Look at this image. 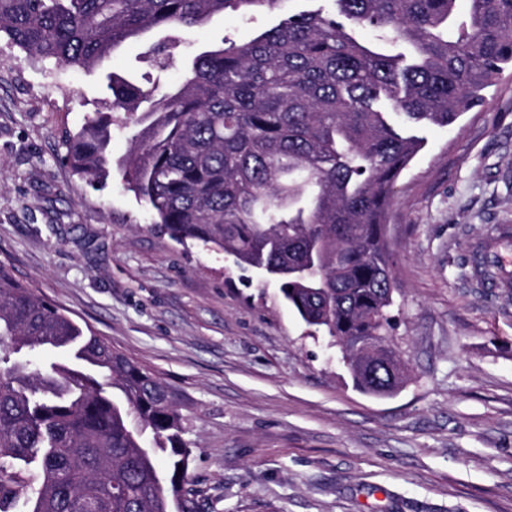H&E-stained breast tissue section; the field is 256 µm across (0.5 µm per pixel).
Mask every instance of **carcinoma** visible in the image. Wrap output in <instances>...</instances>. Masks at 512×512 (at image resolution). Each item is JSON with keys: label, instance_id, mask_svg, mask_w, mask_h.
Here are the masks:
<instances>
[{"label": "carcinoma", "instance_id": "1", "mask_svg": "<svg viewBox=\"0 0 512 512\" xmlns=\"http://www.w3.org/2000/svg\"><path fill=\"white\" fill-rule=\"evenodd\" d=\"M282 0H0V35L36 58L98 72L125 45L163 72L180 33L228 8ZM253 39L197 49L180 79L105 73L111 110L64 160L94 185L117 170L153 223L274 281L349 358L392 342L397 285L385 238L393 187L422 122L454 124L512 68V0H334ZM366 29L372 40L358 38ZM130 130L112 155V129ZM84 346L67 345L69 336ZM394 348L352 374L403 387ZM162 383L0 264V512H200L192 448Z\"/></svg>", "mask_w": 512, "mask_h": 512}]
</instances>
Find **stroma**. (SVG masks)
<instances>
[{"label": "stroma", "mask_w": 512, "mask_h": 512, "mask_svg": "<svg viewBox=\"0 0 512 512\" xmlns=\"http://www.w3.org/2000/svg\"><path fill=\"white\" fill-rule=\"evenodd\" d=\"M279 11H225L160 74L143 41L109 67L173 83L182 56L250 40ZM109 103L99 76L0 37V263L168 388L204 512H512V291L469 279L486 230L512 224V69L456 125L418 128L395 184L385 233L409 379L386 398L357 390L261 273L154 230L119 176L94 188L61 162Z\"/></svg>", "instance_id": "obj_1"}]
</instances>
